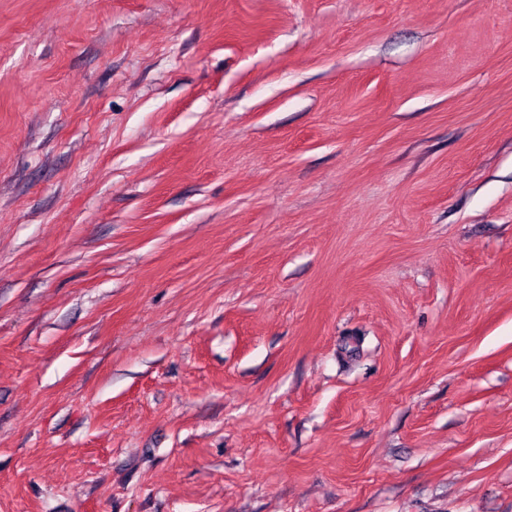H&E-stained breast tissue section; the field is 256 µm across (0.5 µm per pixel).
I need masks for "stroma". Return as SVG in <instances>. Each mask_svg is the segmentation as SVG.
Returning a JSON list of instances; mask_svg holds the SVG:
<instances>
[{
  "instance_id": "1",
  "label": "stroma",
  "mask_w": 512,
  "mask_h": 512,
  "mask_svg": "<svg viewBox=\"0 0 512 512\" xmlns=\"http://www.w3.org/2000/svg\"><path fill=\"white\" fill-rule=\"evenodd\" d=\"M0 512H512V0H0Z\"/></svg>"
}]
</instances>
